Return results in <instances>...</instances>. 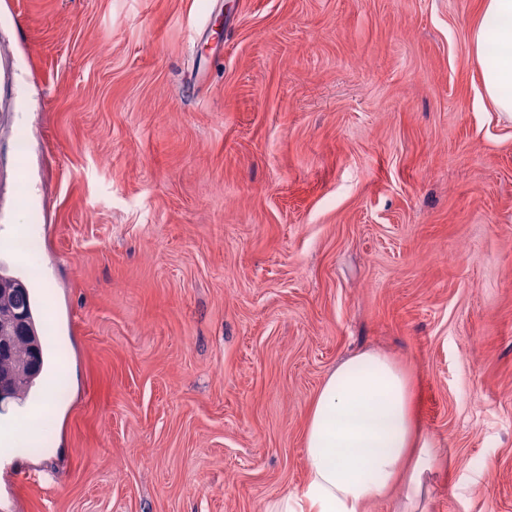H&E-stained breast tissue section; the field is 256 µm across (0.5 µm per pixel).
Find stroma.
Returning a JSON list of instances; mask_svg holds the SVG:
<instances>
[{"label": "stroma", "instance_id": "obj_1", "mask_svg": "<svg viewBox=\"0 0 512 512\" xmlns=\"http://www.w3.org/2000/svg\"><path fill=\"white\" fill-rule=\"evenodd\" d=\"M482 14L0 0V253L22 225L70 372L25 457L54 481L0 512H264L365 350L437 445L417 512H512V121L479 96Z\"/></svg>", "mask_w": 512, "mask_h": 512}]
</instances>
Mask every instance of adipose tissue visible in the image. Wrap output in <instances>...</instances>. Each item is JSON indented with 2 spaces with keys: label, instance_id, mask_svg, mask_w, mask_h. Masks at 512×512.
I'll return each instance as SVG.
<instances>
[{
  "label": "adipose tissue",
  "instance_id": "1",
  "mask_svg": "<svg viewBox=\"0 0 512 512\" xmlns=\"http://www.w3.org/2000/svg\"><path fill=\"white\" fill-rule=\"evenodd\" d=\"M470 42L483 97L511 120L512 0H484ZM433 446L417 422L406 372L385 354L362 352L337 366L312 403L303 487L272 499L264 512H367L399 486L415 502Z\"/></svg>",
  "mask_w": 512,
  "mask_h": 512
}]
</instances>
